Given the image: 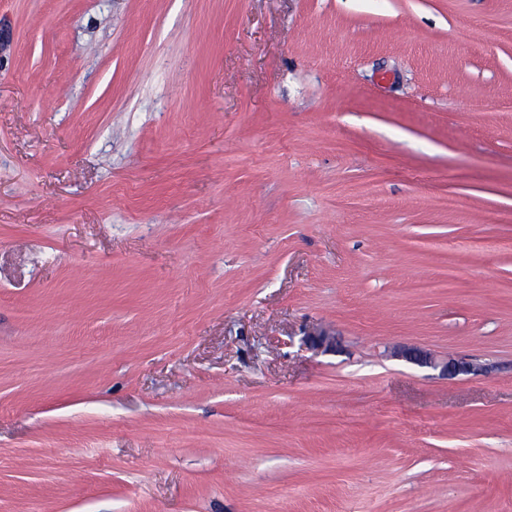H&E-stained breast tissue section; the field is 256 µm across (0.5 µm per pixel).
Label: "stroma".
Returning <instances> with one entry per match:
<instances>
[{
	"label": "stroma",
	"mask_w": 512,
	"mask_h": 512,
	"mask_svg": "<svg viewBox=\"0 0 512 512\" xmlns=\"http://www.w3.org/2000/svg\"><path fill=\"white\" fill-rule=\"evenodd\" d=\"M0 512H512V0H0Z\"/></svg>",
	"instance_id": "obj_1"
}]
</instances>
